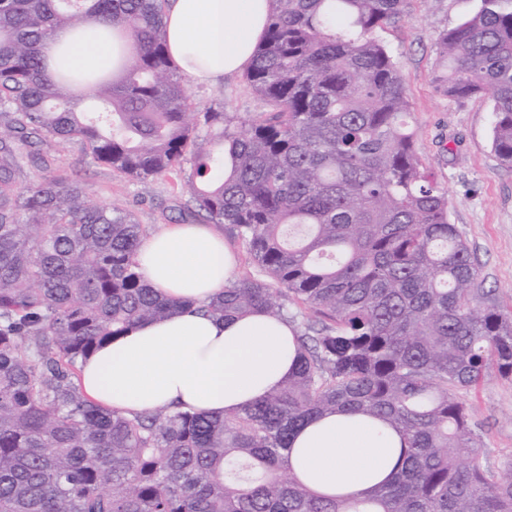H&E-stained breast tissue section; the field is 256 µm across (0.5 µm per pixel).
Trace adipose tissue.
I'll use <instances>...</instances> for the list:
<instances>
[{"label": "adipose tissue", "mask_w": 512, "mask_h": 512, "mask_svg": "<svg viewBox=\"0 0 512 512\" xmlns=\"http://www.w3.org/2000/svg\"><path fill=\"white\" fill-rule=\"evenodd\" d=\"M269 0H169L168 48L192 82L213 86L246 71L263 38ZM64 67L107 65L112 45L89 27L61 33L46 51ZM135 261L145 282L183 309L143 321L106 343L81 366L80 388L95 403L130 416L163 407L213 417L237 411L295 372V340L285 322L255 311L218 319L199 310L221 292L235 265L223 237L201 224H175L146 237ZM399 435L383 422L336 413L303 427L289 464L311 490L367 495L395 470Z\"/></svg>", "instance_id": "ef3b65f1"}]
</instances>
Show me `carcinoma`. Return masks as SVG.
<instances>
[{
	"label": "carcinoma",
	"instance_id": "carcinoma-1",
	"mask_svg": "<svg viewBox=\"0 0 512 512\" xmlns=\"http://www.w3.org/2000/svg\"><path fill=\"white\" fill-rule=\"evenodd\" d=\"M167 2L0 0V512H512V476L481 464L462 395L512 383V309L478 285L377 38L407 0H271L245 73L269 111L243 121L195 101L168 54ZM92 23L118 73L50 70L54 35ZM436 45L437 90L488 97L512 166V0H481ZM64 142L121 177L175 178L177 221L245 244L249 269L201 310L292 325L288 381L222 418L126 417L83 395V360L180 304L136 270L135 214L54 172ZM336 413L401 437L367 498L320 496L288 466L291 437Z\"/></svg>",
	"mask_w": 512,
	"mask_h": 512
}]
</instances>
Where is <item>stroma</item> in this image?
Here are the masks:
<instances>
[{
    "label": "stroma",
    "instance_id": "stroma-1",
    "mask_svg": "<svg viewBox=\"0 0 512 512\" xmlns=\"http://www.w3.org/2000/svg\"><path fill=\"white\" fill-rule=\"evenodd\" d=\"M479 6L480 0H410L406 14L379 31L378 37L401 73L417 151L448 191L449 220L472 247L479 283L498 304L512 308V166L501 164L493 152L491 104L484 96L455 101L437 92L432 83L437 34L470 17ZM190 90L198 101L223 104L242 118L266 109L240 75L215 86L194 84ZM56 154L63 174L86 179L101 203L133 210L148 232L167 227L170 217L176 216L181 197L170 178L118 177L76 143L58 146ZM467 398L486 448L483 462L500 467L512 457V384L492 376Z\"/></svg>",
    "mask_w": 512,
    "mask_h": 512
}]
</instances>
